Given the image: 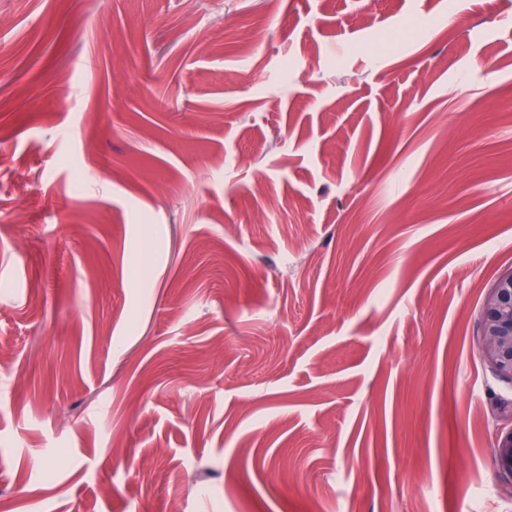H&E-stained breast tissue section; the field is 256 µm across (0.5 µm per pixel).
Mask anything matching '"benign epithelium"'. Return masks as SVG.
Listing matches in <instances>:
<instances>
[{
  "label": "benign epithelium",
  "instance_id": "7a95c632",
  "mask_svg": "<svg viewBox=\"0 0 512 512\" xmlns=\"http://www.w3.org/2000/svg\"><path fill=\"white\" fill-rule=\"evenodd\" d=\"M481 353L492 373L512 382V267L501 273L485 296L480 313ZM494 460L512 478V421L496 428Z\"/></svg>",
  "mask_w": 512,
  "mask_h": 512
}]
</instances>
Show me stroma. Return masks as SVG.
Instances as JSON below:
<instances>
[{
  "label": "stroma",
  "instance_id": "obj_1",
  "mask_svg": "<svg viewBox=\"0 0 512 512\" xmlns=\"http://www.w3.org/2000/svg\"><path fill=\"white\" fill-rule=\"evenodd\" d=\"M511 267L512 0H0V512H512ZM480 329L483 360L498 379L512 382V267L496 278L485 296ZM494 460L499 472L512 478V420L496 428Z\"/></svg>",
  "mask_w": 512,
  "mask_h": 512
}]
</instances>
